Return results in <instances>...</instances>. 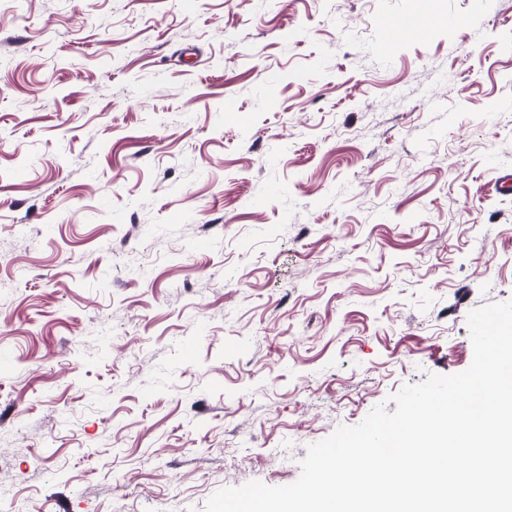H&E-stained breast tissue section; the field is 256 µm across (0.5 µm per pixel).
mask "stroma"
<instances>
[{
  "instance_id": "35a3bbf8",
  "label": "stroma",
  "mask_w": 512,
  "mask_h": 512,
  "mask_svg": "<svg viewBox=\"0 0 512 512\" xmlns=\"http://www.w3.org/2000/svg\"><path fill=\"white\" fill-rule=\"evenodd\" d=\"M506 171L512 0H0V512H205L465 371Z\"/></svg>"
}]
</instances>
